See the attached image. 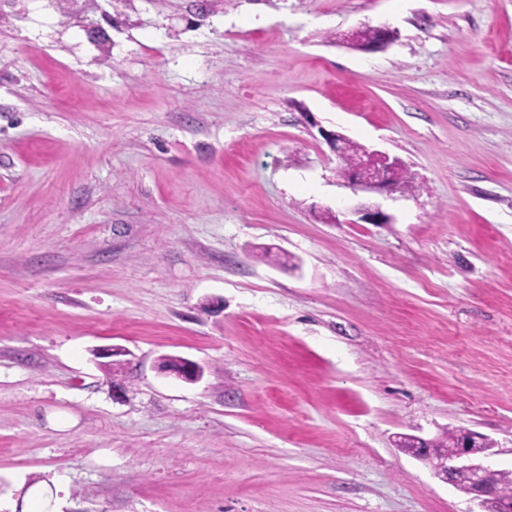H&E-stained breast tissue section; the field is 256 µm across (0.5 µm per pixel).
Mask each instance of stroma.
Listing matches in <instances>:
<instances>
[{
  "mask_svg": "<svg viewBox=\"0 0 512 512\" xmlns=\"http://www.w3.org/2000/svg\"><path fill=\"white\" fill-rule=\"evenodd\" d=\"M456 428L512 469V0H0V512H474ZM401 167L400 162L389 155L365 147L359 163L342 175L345 186L353 191H373L392 195L400 192L395 172Z\"/></svg>",
  "mask_w": 512,
  "mask_h": 512,
  "instance_id": "35a3bbf8",
  "label": "stroma"
}]
</instances>
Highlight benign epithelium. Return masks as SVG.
Listing matches in <instances>:
<instances>
[{"label":"benign epithelium","instance_id":"7a95c632","mask_svg":"<svg viewBox=\"0 0 512 512\" xmlns=\"http://www.w3.org/2000/svg\"><path fill=\"white\" fill-rule=\"evenodd\" d=\"M321 136L330 146L336 157H341L347 147V137L333 131H323ZM400 168V162L389 155L377 150L365 149L359 163L341 175L345 186L353 191H373L379 194L391 195L399 191L395 172ZM171 372L187 382L197 381L202 374L201 367L185 360L178 364L169 365ZM462 434L480 443L478 448H446L445 461L435 467L437 475L444 481L455 485L463 484L468 488V494L478 502L479 512H486L487 499L493 492L486 483L490 465L486 459L491 455V444L483 435L462 431Z\"/></svg>","mask_w":512,"mask_h":512}]
</instances>
